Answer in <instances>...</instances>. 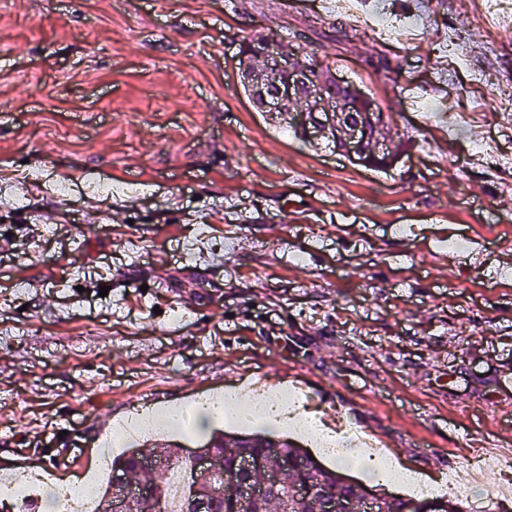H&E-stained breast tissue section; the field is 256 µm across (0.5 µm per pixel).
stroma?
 Segmentation results:
<instances>
[{"mask_svg":"<svg viewBox=\"0 0 512 512\" xmlns=\"http://www.w3.org/2000/svg\"><path fill=\"white\" fill-rule=\"evenodd\" d=\"M350 2L0 5V485L47 458L45 492L75 480L89 419L146 394L280 388L426 478L496 454L463 505L512 512V13ZM340 17L349 39L316 38ZM270 32L378 102L392 169L254 106L239 46Z\"/></svg>","mask_w":512,"mask_h":512,"instance_id":"35a3bbf8","label":"stroma"}]
</instances>
